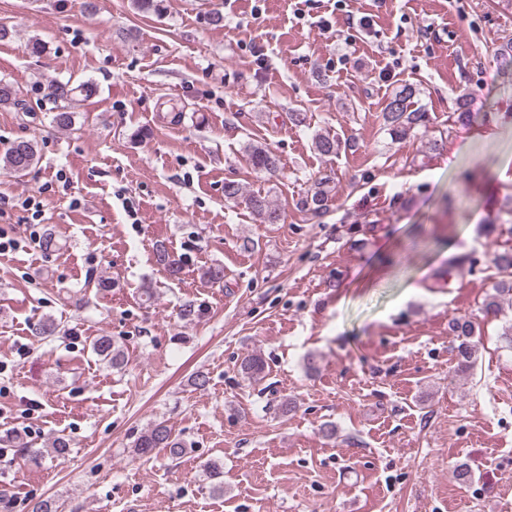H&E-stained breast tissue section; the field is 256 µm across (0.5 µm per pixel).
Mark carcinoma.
I'll return each instance as SVG.
<instances>
[{"instance_id": "carcinoma-1", "label": "carcinoma", "mask_w": 512, "mask_h": 512, "mask_svg": "<svg viewBox=\"0 0 512 512\" xmlns=\"http://www.w3.org/2000/svg\"><path fill=\"white\" fill-rule=\"evenodd\" d=\"M131 6L139 13L154 14L158 17L167 13L168 0H130ZM85 98L95 93V85L85 81L73 87L69 83H57L53 91L56 99L63 102L58 111L52 116V123L59 129H69L75 122L72 104L75 94ZM418 89L406 83L395 89L389 96L385 112H383L384 126L396 139H403L414 130L428 128L429 114L412 108V99ZM314 150L324 157L335 156L341 149V141L335 136L317 134L313 139ZM253 167L262 172L274 173L277 170V158L270 148L259 142H250L245 146ZM37 142L32 139L19 138L0 154V169L15 176L22 177L30 172L39 162ZM243 196L239 184L235 182L224 183V198L237 200ZM245 197V196H243ZM332 196L328 181L320 180L301 199L302 211L311 218L320 220L328 212ZM246 205L251 212L264 224H276L281 220L282 212L277 204L264 195L250 194L245 197ZM154 258L156 263L163 267L170 276L176 277L182 269L181 259L175 257L168 249L166 243L160 241L154 245ZM493 265L499 274H506L508 278L496 282L493 292L486 295L482 303V311L487 316H498L502 311V300L509 296L512 298V247L503 246L494 252ZM200 279L208 283H221L224 281V266L209 265L199 269ZM452 335L455 336L457 372L466 374L474 369L477 357L476 348L471 338L475 335L474 322L467 317H457L452 320ZM93 353L100 360L108 362L116 369L122 368L125 363L124 351L112 342L110 336H99L91 345ZM242 373L250 380L257 382L265 376V363L258 355L246 357L241 363ZM134 448L140 456H148L157 448L168 450L173 457L183 455L184 445L172 432L164 421H157L146 429L136 440Z\"/></svg>"}]
</instances>
